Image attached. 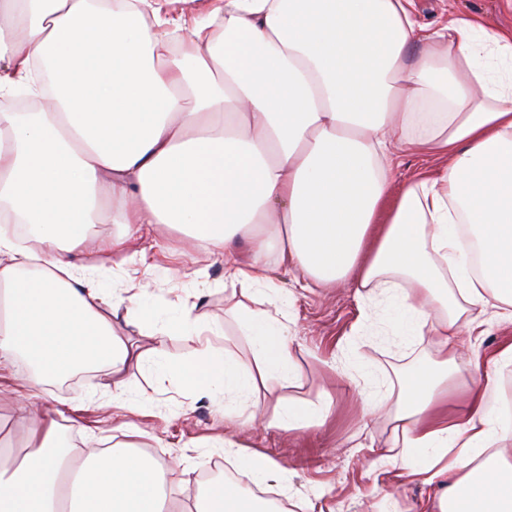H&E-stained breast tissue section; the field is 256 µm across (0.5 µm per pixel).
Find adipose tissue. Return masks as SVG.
I'll return each mask as SVG.
<instances>
[{
  "instance_id": "adipose-tissue-1",
  "label": "adipose tissue",
  "mask_w": 512,
  "mask_h": 512,
  "mask_svg": "<svg viewBox=\"0 0 512 512\" xmlns=\"http://www.w3.org/2000/svg\"><path fill=\"white\" fill-rule=\"evenodd\" d=\"M152 2L0 0V96L40 102L0 107V397L26 428L0 448V512H179L190 495L164 459L80 447L51 414L45 385L91 370L131 414L169 393L207 400L224 418L216 453L256 484L285 478L239 428L288 436L323 425L331 402L291 394L302 370L278 269L351 281L409 350L512 326V28L461 12L426 24L414 0H224L222 34L193 21L190 52L167 59L143 20ZM36 62L50 88L26 83ZM394 140L436 164L393 197ZM106 219L124 227L102 245L116 264H77ZM154 224L223 258L244 347L212 342L205 289L168 303L133 289L127 243ZM121 305L145 347L115 332ZM449 363L365 376L357 395L369 414L394 405L407 474L436 490L422 512H512V416L495 401L512 343L453 409ZM195 512L285 510L225 480Z\"/></svg>"
}]
</instances>
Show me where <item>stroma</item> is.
I'll return each mask as SVG.
<instances>
[{"label": "stroma", "mask_w": 512, "mask_h": 512, "mask_svg": "<svg viewBox=\"0 0 512 512\" xmlns=\"http://www.w3.org/2000/svg\"><path fill=\"white\" fill-rule=\"evenodd\" d=\"M415 2L419 16L428 23L438 21L453 6L482 18L491 28L512 25V12L504 9L503 0ZM277 277L294 295L295 355L303 373L295 394L307 402L331 394L333 416L324 426L290 436L249 431L245 440L259 444L287 467L285 491L302 512H382V497L387 493L397 497L401 512H419L421 500L431 490L409 477L384 474L375 467L380 450L391 442L392 429L386 413L364 415L355 384L369 371L404 373L416 363L431 362L436 345L426 343L407 352L383 338L386 319L380 305L358 303L350 286L309 292L295 282L293 274L281 271ZM134 278L137 287L164 301L176 299L199 282H208L211 290L204 309L215 325H223L224 285L229 275L222 261L203 250H183L166 272L147 263L136 265ZM511 340L512 327L494 324L485 325L483 335L455 337L461 379L489 371L490 359ZM331 360L336 361V368H328ZM107 393L106 377L82 372L76 380L50 383L48 404L72 419L77 440L87 441L89 446L101 440L110 446L131 443L149 453L160 441L166 446L167 460L181 463L170 475V482L195 484L203 480L215 460L209 444L224 433L223 418L207 402L190 409L173 407L158 415L133 416L140 430L133 437L120 432L122 419Z\"/></svg>", "instance_id": "stroma-1"}]
</instances>
